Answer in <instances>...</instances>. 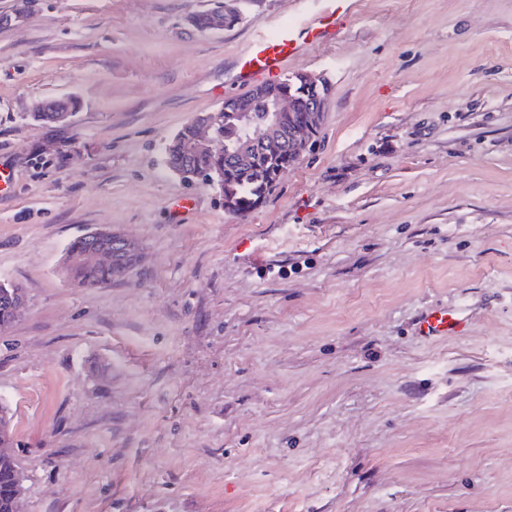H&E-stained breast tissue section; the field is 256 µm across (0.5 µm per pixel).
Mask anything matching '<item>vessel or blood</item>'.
I'll return each instance as SVG.
<instances>
[{"instance_id":"obj_1","label":"vessel or blood","mask_w":512,"mask_h":512,"mask_svg":"<svg viewBox=\"0 0 512 512\" xmlns=\"http://www.w3.org/2000/svg\"><path fill=\"white\" fill-rule=\"evenodd\" d=\"M345 0H318V8L299 21L275 27L273 32H261L238 56V81L247 86L255 81L276 78L284 74L290 58L313 44L335 38L345 21ZM469 322L453 309L435 307L426 310L419 319L420 336L434 339L448 335H463Z\"/></svg>"}]
</instances>
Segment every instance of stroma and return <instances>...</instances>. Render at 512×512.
Wrapping results in <instances>:
<instances>
[{
    "label": "stroma",
    "mask_w": 512,
    "mask_h": 512,
    "mask_svg": "<svg viewBox=\"0 0 512 512\" xmlns=\"http://www.w3.org/2000/svg\"><path fill=\"white\" fill-rule=\"evenodd\" d=\"M0 0V331L26 512H512V0H349L312 146L245 216L164 145L315 0ZM74 99L73 123L30 119ZM138 239L86 289L67 244ZM445 306L463 336L416 324ZM244 3V1L241 0H228L223 1L221 7L214 10L212 13L204 12L201 14L196 15L193 18L194 26H196L200 31H203L207 27L208 32H214L218 30H224L225 27H231L234 26L239 22V19L232 18L228 20L231 17H242V10L240 7V4ZM211 13V16H210ZM210 16V21H209ZM224 19H225V25H224ZM228 20V21H227ZM227 21V24H226ZM209 22V24H208ZM0 280V330L18 319L17 306L22 299H27L25 289L20 285ZM5 288H3V284Z\"/></svg>",
    "instance_id": "obj_1"
}]
</instances>
